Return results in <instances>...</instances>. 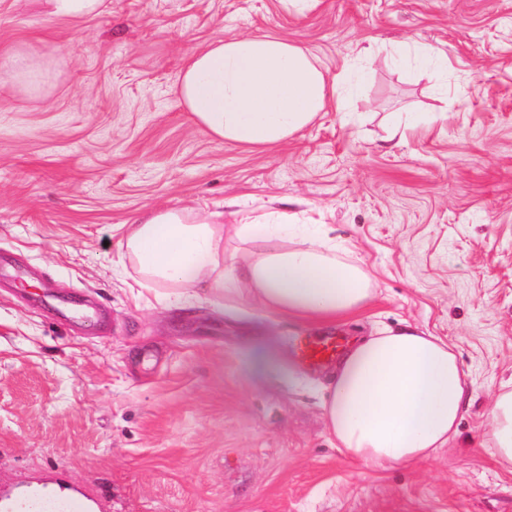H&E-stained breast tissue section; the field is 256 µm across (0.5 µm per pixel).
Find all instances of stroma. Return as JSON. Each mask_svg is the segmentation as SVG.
<instances>
[{
	"instance_id": "1",
	"label": "stroma",
	"mask_w": 512,
	"mask_h": 512,
	"mask_svg": "<svg viewBox=\"0 0 512 512\" xmlns=\"http://www.w3.org/2000/svg\"><path fill=\"white\" fill-rule=\"evenodd\" d=\"M272 32L340 73L378 57L344 111L286 146L221 145L177 93L182 56L218 35ZM60 49L43 99L0 87V502L35 486L91 512H512V466L488 446L512 380V0H106L49 18L0 0V75L18 44ZM428 44L447 72L396 52ZM436 113L385 143L381 115ZM150 206L265 210L326 225L376 279L373 299L304 326L248 294L174 302L118 273L125 220ZM95 304L92 331L61 322ZM412 324L453 343L471 389L458 434L411 465L338 448L325 405L343 344ZM341 344L335 337L317 339L315 341H300L298 344L299 357L309 364L328 362L336 357Z\"/></svg>"
}]
</instances>
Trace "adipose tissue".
I'll list each match as a JSON object with an SVG mask.
<instances>
[{
    "label": "adipose tissue",
    "instance_id": "ef3b65f1",
    "mask_svg": "<svg viewBox=\"0 0 512 512\" xmlns=\"http://www.w3.org/2000/svg\"><path fill=\"white\" fill-rule=\"evenodd\" d=\"M54 53L17 47L10 88L46 94ZM347 77L327 76L314 54L262 33L207 40L183 58L178 98L214 141L269 151L296 139L319 113L340 109ZM238 243L244 256L224 254ZM122 266L140 287L175 298L233 297L247 291L261 307L301 321L331 323L363 309L375 283L344 245L303 231L297 216L269 212L226 225L188 207L138 210L125 223ZM469 390L452 346L415 326L383 327L341 357L326 404L328 428L352 458L375 465L430 458L456 435ZM490 446L512 464V390L490 410Z\"/></svg>",
    "mask_w": 512,
    "mask_h": 512
}]
</instances>
